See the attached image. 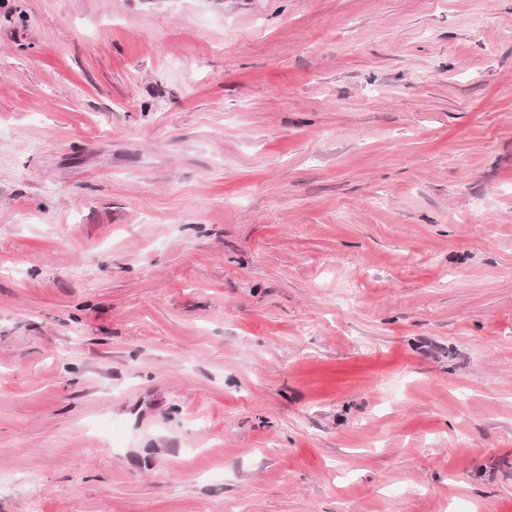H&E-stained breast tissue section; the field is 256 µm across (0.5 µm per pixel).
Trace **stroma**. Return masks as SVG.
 Instances as JSON below:
<instances>
[{
  "label": "stroma",
  "mask_w": 512,
  "mask_h": 512,
  "mask_svg": "<svg viewBox=\"0 0 512 512\" xmlns=\"http://www.w3.org/2000/svg\"><path fill=\"white\" fill-rule=\"evenodd\" d=\"M0 512H512V0H0Z\"/></svg>",
  "instance_id": "stroma-1"
}]
</instances>
